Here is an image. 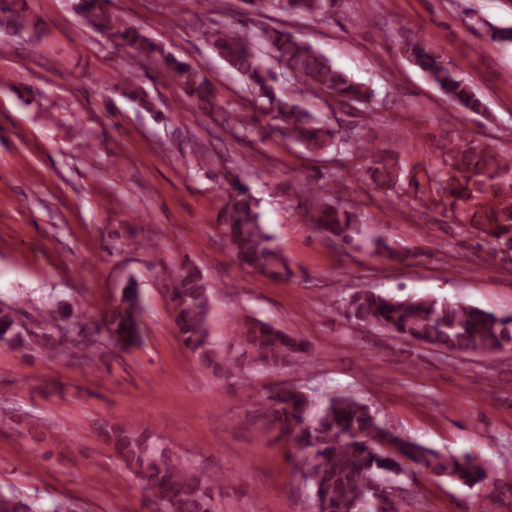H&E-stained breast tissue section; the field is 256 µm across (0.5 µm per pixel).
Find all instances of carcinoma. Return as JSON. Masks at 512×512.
I'll use <instances>...</instances> for the list:
<instances>
[{
  "instance_id": "1",
  "label": "carcinoma",
  "mask_w": 512,
  "mask_h": 512,
  "mask_svg": "<svg viewBox=\"0 0 512 512\" xmlns=\"http://www.w3.org/2000/svg\"><path fill=\"white\" fill-rule=\"evenodd\" d=\"M110 2L76 0L75 7L87 28L106 35L113 46L125 51L130 87L127 97L139 109L152 112L154 102L136 85V70L159 60L187 96L203 104L204 111L224 113V128L236 137L245 139L262 127L287 143L304 147L311 155L324 154L337 145L351 156H369L361 171L364 183L394 193L389 201H406L427 193L417 175L406 172L397 156L386 149L371 148V142L356 128L336 122V115L320 119L301 104L305 96L322 98L328 94L338 105L366 111L375 107L374 92L367 85L355 82L310 43L263 20L267 6L316 21L327 20L336 0H242L246 10L254 13L251 25L206 31L212 49L250 91L249 115L217 102L213 83L196 65L112 15ZM404 53L448 102L464 111H481L482 101L461 69L441 63L431 43L409 38ZM323 178L325 182L307 187L302 223L313 225L330 242L351 245L361 234L360 217L350 206L328 196L327 188L346 176L338 168ZM219 190L224 196V241L238 264L275 276L288 272L286 259L276 251L262 222L259 203L240 175L226 171ZM431 190L436 203L448 211L450 222L483 239L478 247H487L490 257L512 253L511 154L478 142L464 129L458 130L448 142V155L436 170ZM373 246L376 254L389 262L405 263L410 258L408 252L384 237L374 240ZM169 292L183 341L207 367L231 365L243 371L252 360L264 369L277 371L294 365L303 352L299 337L280 331L270 322L247 319L242 323L238 356L227 358L211 345L206 328L208 283L197 269L183 265ZM15 311L14 306L0 309V341L22 346L25 339ZM141 313L139 285L131 279L115 296L93 335L82 337L74 349H54V356L91 362L105 348H136L141 343ZM348 315L379 325L393 336L437 349L494 352L512 344V318L433 295L398 297L364 288L348 303ZM264 401L271 423L294 447L307 450L301 462L307 484L313 489L316 512H396V502L385 496L382 483L388 474H401L407 462L420 463L463 486L481 484L486 478V468L478 458L441 455L388 430L372 409L353 395L331 396L314 417L310 416L309 398L295 387L270 390ZM106 435L130 475L163 504L165 512H214V488L224 477L202 476L173 462L150 443L148 434L110 424ZM0 512L43 510L35 501L0 488Z\"/></svg>"
}]
</instances>
